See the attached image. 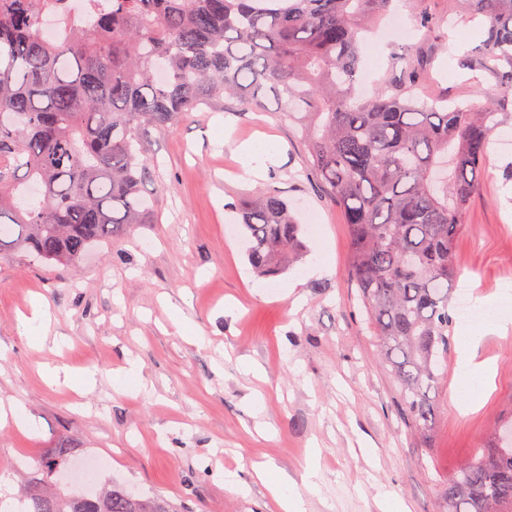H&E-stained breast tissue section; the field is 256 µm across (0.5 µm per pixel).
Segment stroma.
<instances>
[{"label": "stroma", "instance_id": "1", "mask_svg": "<svg viewBox=\"0 0 512 512\" xmlns=\"http://www.w3.org/2000/svg\"><path fill=\"white\" fill-rule=\"evenodd\" d=\"M404 37L378 26L362 60L363 88L397 80L398 47L427 60L419 94L461 104L494 93L478 73L448 59L457 41L478 43L466 15L440 36L425 34L414 15ZM223 127H215V117ZM275 138L277 163L263 178H239L240 143ZM156 161L142 186L158 220L127 225L111 246L74 265L0 259V398L22 401L23 425L0 428V498L21 491V465L67 445L76 457H97L94 477L161 496L178 512H277L252 470L265 462L273 479L303 490L316 469L321 494L306 512H381L390 492L406 512H444L439 488L495 425L512 420V327L486 320L455 322L448 376L436 387L429 441L413 428L398 382L382 362L356 289L347 279L351 243L336 205L305 174L298 128L273 94L249 112L236 101L193 115L169 129H144ZM512 141L491 139L487 171L468 208L455 258L471 294L485 308L512 305L499 284L512 274V183L504 170ZM276 181L306 225L308 252L273 279L257 278L238 226L241 206ZM328 269L308 275L319 245ZM53 313L46 344L18 329L35 299ZM204 334L188 342V330ZM479 333L478 361L492 373L489 391L466 406L452 398L465 336ZM90 370L91 386L73 390L44 382V364ZM258 365L263 379L242 366ZM124 373L126 388L113 379Z\"/></svg>", "mask_w": 512, "mask_h": 512}]
</instances>
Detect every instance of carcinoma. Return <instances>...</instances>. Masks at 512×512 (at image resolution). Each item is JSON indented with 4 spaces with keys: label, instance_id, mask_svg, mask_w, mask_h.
I'll list each match as a JSON object with an SVG mask.
<instances>
[{
    "label": "carcinoma",
    "instance_id": "carcinoma-1",
    "mask_svg": "<svg viewBox=\"0 0 512 512\" xmlns=\"http://www.w3.org/2000/svg\"><path fill=\"white\" fill-rule=\"evenodd\" d=\"M0 0V256L74 264L127 224H150L153 173L140 132L165 130L229 96L243 109L270 90L298 125L310 172L340 208L348 277L415 430L429 439L430 391L446 373L454 245L483 185L490 136L512 129V0H446L485 38L464 59L495 86L478 107L429 106L411 93L423 61L396 55L399 89L356 95L364 25L394 0ZM430 31L441 15L401 0ZM60 33L42 38L45 16ZM166 81L154 79L158 69ZM247 256L270 279L307 253L276 186L240 209ZM67 448L41 456L24 512H175L122 487L72 488ZM447 512H512V424L492 433L442 488Z\"/></svg>",
    "mask_w": 512,
    "mask_h": 512
}]
</instances>
